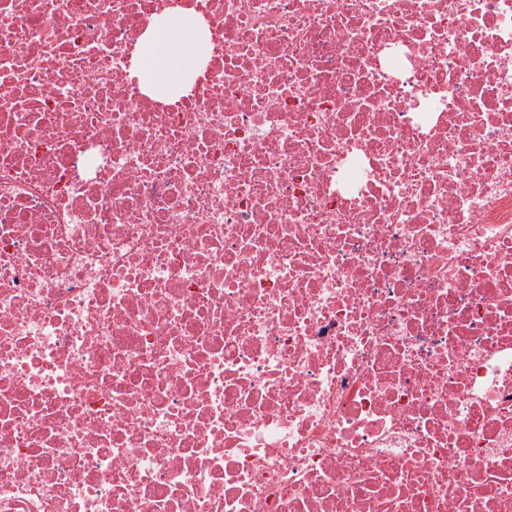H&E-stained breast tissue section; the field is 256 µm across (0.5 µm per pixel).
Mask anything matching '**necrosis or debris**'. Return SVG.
Listing matches in <instances>:
<instances>
[{
  "instance_id": "necrosis-or-debris-1",
  "label": "necrosis or debris",
  "mask_w": 512,
  "mask_h": 512,
  "mask_svg": "<svg viewBox=\"0 0 512 512\" xmlns=\"http://www.w3.org/2000/svg\"><path fill=\"white\" fill-rule=\"evenodd\" d=\"M0 512H512V0H0ZM209 55V37L196 15L164 14L145 36L136 76L145 92L171 99L196 76Z\"/></svg>"
}]
</instances>
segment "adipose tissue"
<instances>
[{
  "label": "adipose tissue",
  "mask_w": 512,
  "mask_h": 512,
  "mask_svg": "<svg viewBox=\"0 0 512 512\" xmlns=\"http://www.w3.org/2000/svg\"><path fill=\"white\" fill-rule=\"evenodd\" d=\"M208 55L209 37L196 15L165 14L141 44L136 75L145 92L171 99L193 80Z\"/></svg>",
  "instance_id": "ef3b65f1"
}]
</instances>
